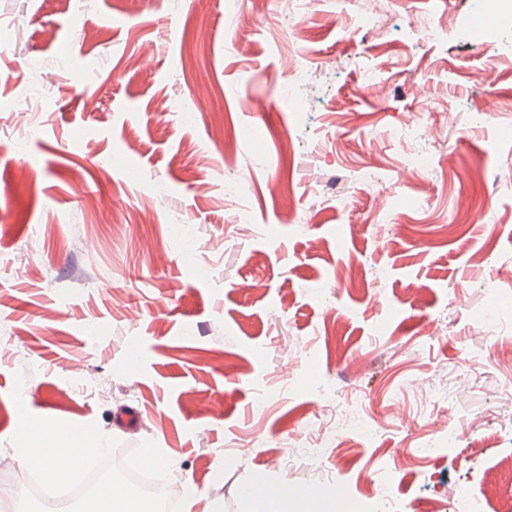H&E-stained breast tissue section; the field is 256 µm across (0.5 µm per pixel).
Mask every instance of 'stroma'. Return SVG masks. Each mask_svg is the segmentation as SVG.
Masks as SVG:
<instances>
[{"label": "stroma", "mask_w": 512, "mask_h": 512, "mask_svg": "<svg viewBox=\"0 0 512 512\" xmlns=\"http://www.w3.org/2000/svg\"><path fill=\"white\" fill-rule=\"evenodd\" d=\"M235 3L230 34L226 0H0V455L20 386L34 416L152 441L190 512H250L259 476L346 487L288 512L512 500V363L482 324L512 316V26L474 33V0H385L376 32L348 24L363 0ZM290 56L311 77L287 106ZM332 427L356 445L341 480L302 453ZM401 456L379 499L370 474Z\"/></svg>", "instance_id": "obj_1"}]
</instances>
